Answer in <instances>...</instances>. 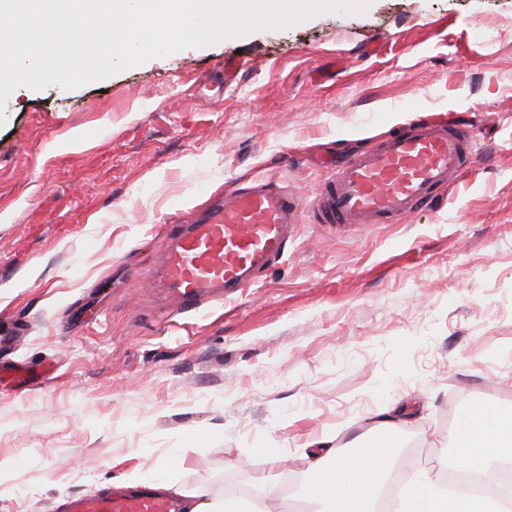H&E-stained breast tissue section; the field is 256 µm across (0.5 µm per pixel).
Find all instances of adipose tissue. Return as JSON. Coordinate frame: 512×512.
Returning a JSON list of instances; mask_svg holds the SVG:
<instances>
[{
	"mask_svg": "<svg viewBox=\"0 0 512 512\" xmlns=\"http://www.w3.org/2000/svg\"><path fill=\"white\" fill-rule=\"evenodd\" d=\"M448 442L462 451L463 466L494 482L499 465L512 461V411L480 404L476 415L458 419L448 431ZM391 455L374 446L357 453L345 448H316L301 485L300 496L317 512H374ZM184 512H289L276 476H269L260 492L248 498L214 494L205 487H177ZM400 512H500L496 495L451 498L426 475L407 486Z\"/></svg>",
	"mask_w": 512,
	"mask_h": 512,
	"instance_id": "adipose-tissue-1",
	"label": "adipose tissue"
}]
</instances>
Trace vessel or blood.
Listing matches in <instances>:
<instances>
[{
	"instance_id": "1",
	"label": "vessel or blood",
	"mask_w": 512,
	"mask_h": 512,
	"mask_svg": "<svg viewBox=\"0 0 512 512\" xmlns=\"http://www.w3.org/2000/svg\"><path fill=\"white\" fill-rule=\"evenodd\" d=\"M473 157L465 127L421 122L350 157L318 187L312 206L325 224H395L463 175ZM300 210L298 198L276 184L259 179L237 184L203 220L175 237L147 279L156 294L187 314L234 298L252 283L256 270L284 254ZM65 509L178 512L176 502L156 487L76 495Z\"/></svg>"
}]
</instances>
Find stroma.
<instances>
[{"mask_svg": "<svg viewBox=\"0 0 512 512\" xmlns=\"http://www.w3.org/2000/svg\"><path fill=\"white\" fill-rule=\"evenodd\" d=\"M238 61L236 80L211 85ZM464 114L475 160L430 207L358 230L317 223L315 190L421 120ZM271 180L303 207L283 257L234 300L181 317L146 269L178 212ZM0 512L153 467L246 498L297 447L414 437L441 469L456 399L512 410V0H368L154 57L0 110ZM282 454L276 464L259 448Z\"/></svg>", "mask_w": 512, "mask_h": 512, "instance_id": "1", "label": "stroma"}]
</instances>
